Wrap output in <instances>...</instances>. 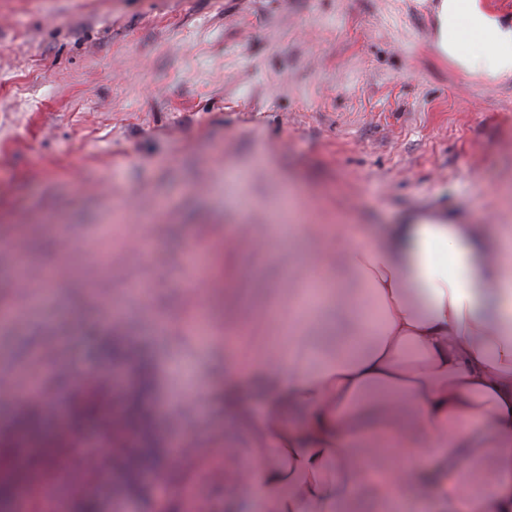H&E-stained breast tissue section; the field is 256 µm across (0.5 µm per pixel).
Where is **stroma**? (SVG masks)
I'll return each mask as SVG.
<instances>
[{
  "label": "stroma",
  "mask_w": 512,
  "mask_h": 512,
  "mask_svg": "<svg viewBox=\"0 0 512 512\" xmlns=\"http://www.w3.org/2000/svg\"><path fill=\"white\" fill-rule=\"evenodd\" d=\"M439 3L0 0V376L34 356L52 385L37 406L0 400V428L38 422L28 444L59 476L42 512H164L170 493L224 512L219 449L262 445L224 407L227 368L336 345L332 309L289 331L329 225L512 224V76L439 53ZM115 343L128 356L102 355ZM140 356L160 463L133 488L115 464L85 486L126 396L104 394L58 462L74 377L130 381ZM182 444L197 453L173 464Z\"/></svg>",
  "instance_id": "stroma-1"
}]
</instances>
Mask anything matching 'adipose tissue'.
<instances>
[{
	"instance_id": "1",
	"label": "adipose tissue",
	"mask_w": 512,
	"mask_h": 512,
	"mask_svg": "<svg viewBox=\"0 0 512 512\" xmlns=\"http://www.w3.org/2000/svg\"><path fill=\"white\" fill-rule=\"evenodd\" d=\"M439 21L438 47L461 68L512 73V25L478 0H442ZM336 234L378 317L337 324L354 352L307 365L288 351L235 367L234 379L268 387L243 412L265 448L257 463L225 449L226 512H339L364 487L383 512H512V226L416 215L382 238L360 224ZM372 390L382 414L361 435L355 417ZM401 403L415 430L392 416ZM294 404L303 421L289 420ZM481 422L499 452L477 467L468 443Z\"/></svg>"
}]
</instances>
